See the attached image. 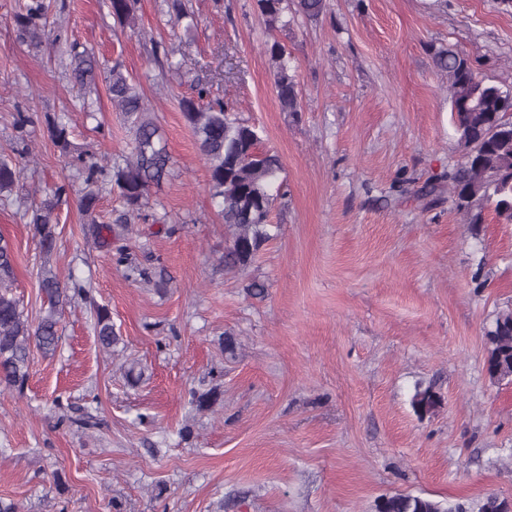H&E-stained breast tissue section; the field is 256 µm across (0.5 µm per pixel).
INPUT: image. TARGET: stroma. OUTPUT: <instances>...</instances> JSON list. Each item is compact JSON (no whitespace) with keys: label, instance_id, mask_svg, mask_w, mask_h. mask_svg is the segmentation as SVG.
<instances>
[{"label":"stroma","instance_id":"35a3bbf8","mask_svg":"<svg viewBox=\"0 0 512 512\" xmlns=\"http://www.w3.org/2000/svg\"><path fill=\"white\" fill-rule=\"evenodd\" d=\"M26 0H0V156L32 157L0 195V235L15 254L14 292L44 309L50 268L86 293L62 318L55 354L31 353L24 391L0 385V497L21 512H376L381 496L512 498V383L489 380L485 332L512 308V224L473 230L448 200L398 196V180L447 184L461 153L447 79L452 47L480 76L512 86V7L501 0H328L319 21L272 31L255 0H135L137 24L108 0H51V29L136 79L172 158L151 190L154 221L125 225L103 185L96 242L78 208L73 151L120 160L132 133L98 84L79 106L62 46L22 44ZM283 44L303 110L280 108L267 48ZM181 69L162 72L153 46ZM206 79L241 118L263 127L283 164L281 236L245 271H224V221L180 109ZM30 121L16 128L14 115ZM69 117V150L47 121ZM68 184L57 245L43 256L27 210ZM264 298L249 296L251 281ZM108 308L122 355L97 342ZM236 336L235 357L224 334ZM143 371L125 380L127 357ZM442 397L418 417L417 386ZM219 389L201 413L191 391Z\"/></svg>","mask_w":512,"mask_h":512}]
</instances>
